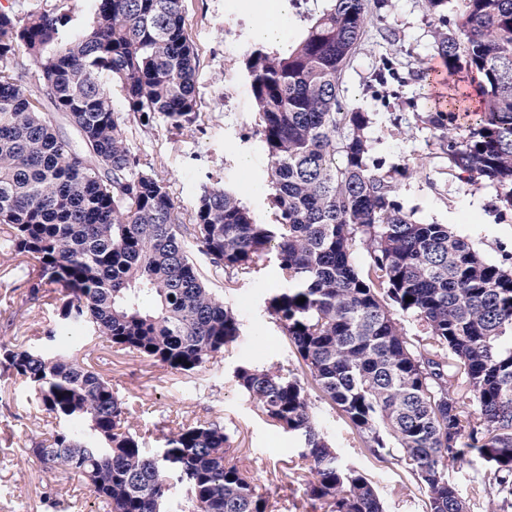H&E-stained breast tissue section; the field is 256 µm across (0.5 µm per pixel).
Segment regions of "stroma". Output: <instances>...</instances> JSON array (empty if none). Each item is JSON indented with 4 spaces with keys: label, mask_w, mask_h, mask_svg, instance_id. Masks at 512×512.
Listing matches in <instances>:
<instances>
[{
    "label": "stroma",
    "mask_w": 512,
    "mask_h": 512,
    "mask_svg": "<svg viewBox=\"0 0 512 512\" xmlns=\"http://www.w3.org/2000/svg\"><path fill=\"white\" fill-rule=\"evenodd\" d=\"M185 27L199 54L197 91L205 119L203 129L172 137L164 121L132 127L130 143L150 161L159 179L170 187L183 215L193 211L206 173L233 185L256 220L274 224L268 158L256 135L258 116L243 60L254 43L250 17L240 0H184ZM388 26L397 33L389 44L378 34ZM433 22L423 0H389L383 11H371L369 33L347 72L344 101L373 113L371 158L383 169H399L398 200L420 223L450 225L490 264H502L512 252V207L487 181L458 179L437 145V132L425 118L435 95L462 96L465 82L408 78L395 96L382 98L369 87L383 54L397 58L402 72L417 61L439 64ZM25 257L0 252V336L22 347L47 346L46 333L55 311L28 298ZM225 299L240 322L238 339L221 360L192 373H174L131 353L114 352L108 343L83 334L75 348L78 360L91 365L128 396L133 422L146 447L162 445L163 434L185 422L224 421L234 437L236 462L251 472L269 499L270 512H298L301 503L296 473L301 460L295 437L273 425L237 386V367L299 364L281 329L270 315L268 301L285 282L275 252H267L250 273L239 275ZM31 390L0 376V512H46L43 500L53 497L57 512H104L83 479L44 471L27 452L32 440L45 438L52 423L37 410ZM319 428L342 458L375 482L387 512H423L405 465L378 462L353 435L341 413L310 394Z\"/></svg>",
    "instance_id": "stroma-1"
}]
</instances>
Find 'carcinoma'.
I'll return each mask as SVG.
<instances>
[{"label": "carcinoma", "instance_id": "carcinoma-1", "mask_svg": "<svg viewBox=\"0 0 512 512\" xmlns=\"http://www.w3.org/2000/svg\"><path fill=\"white\" fill-rule=\"evenodd\" d=\"M88 2L89 23L70 31L71 0L0 11V242L27 258L30 299L60 288L47 333L56 351L0 338V367L55 420L31 456L45 470L83 476L111 512H269L233 462L222 422L183 424L151 453L129 402L71 349L81 327L179 373L224 353L240 323L203 282L190 236L217 274L248 273L277 252L288 286L269 311L310 382L252 366L238 367L235 381L298 438L309 473L299 483L303 503L385 512L368 474L345 464L316 426L311 385L371 454L405 464L426 512H474L487 496L496 512L512 509V267L486 263L446 224L416 222L397 200L393 173L370 165L372 113L342 101L369 0H325L288 50L245 54L276 233L211 175L183 219L169 186L128 143L130 119H161L177 136L201 118L183 0ZM457 2L450 19L447 0H424L448 76L469 80L476 123L464 137L443 111L428 122L450 169L497 186L512 206V0ZM21 57L41 73L40 98L26 94ZM373 82L387 90L404 76L383 56ZM114 83L124 112L113 104ZM60 118L75 138L60 135ZM398 314L421 334L408 337ZM474 459L482 469L464 497L448 466Z\"/></svg>", "mask_w": 512, "mask_h": 512}]
</instances>
